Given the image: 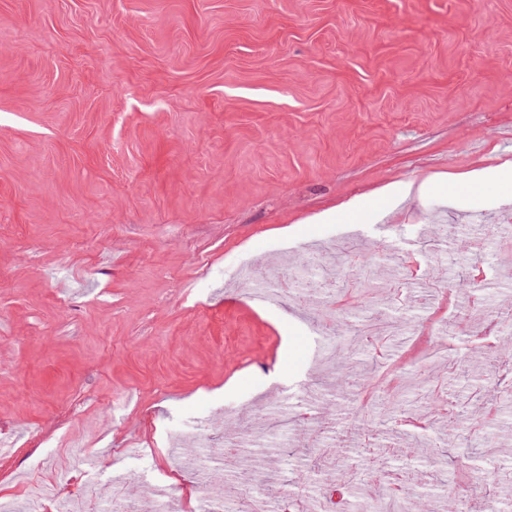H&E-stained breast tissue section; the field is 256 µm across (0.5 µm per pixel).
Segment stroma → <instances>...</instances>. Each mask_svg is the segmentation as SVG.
<instances>
[{"instance_id":"1","label":"stroma","mask_w":512,"mask_h":512,"mask_svg":"<svg viewBox=\"0 0 512 512\" xmlns=\"http://www.w3.org/2000/svg\"><path fill=\"white\" fill-rule=\"evenodd\" d=\"M506 159L512 0H0V506L106 512L119 485L136 512H168L161 488L236 512L229 445L303 512L326 488L348 512L395 488L512 512V399L480 409L512 354L467 345L512 303V186L365 214L368 267L338 264L351 313L226 284L282 229L298 253L349 232L317 220L341 202ZM409 242L456 289L451 323L387 287ZM373 311L387 356L354 345L358 383L324 404L345 353L315 328ZM311 443L332 464L309 471Z\"/></svg>"}]
</instances>
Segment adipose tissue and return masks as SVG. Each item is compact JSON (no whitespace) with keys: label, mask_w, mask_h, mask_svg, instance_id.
Listing matches in <instances>:
<instances>
[{"label":"adipose tissue","mask_w":512,"mask_h":512,"mask_svg":"<svg viewBox=\"0 0 512 512\" xmlns=\"http://www.w3.org/2000/svg\"><path fill=\"white\" fill-rule=\"evenodd\" d=\"M467 186L478 193L492 186H512V162L506 161L494 167L473 169L460 174L429 177L420 183H394L372 193L368 198H357L324 212V219L344 216L348 223L357 224L367 206H374L376 219H383L410 196H424L438 191L446 198H453L458 185Z\"/></svg>","instance_id":"obj_1"}]
</instances>
